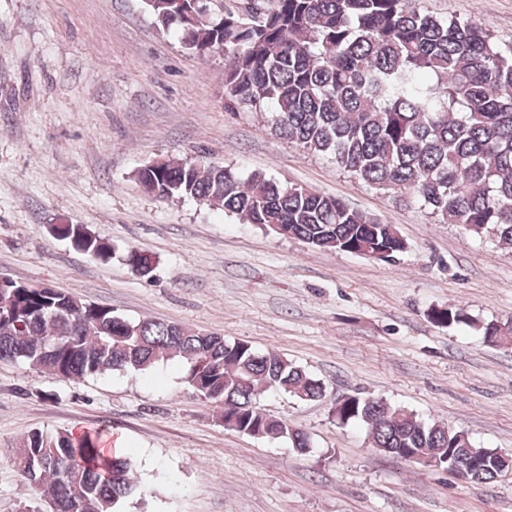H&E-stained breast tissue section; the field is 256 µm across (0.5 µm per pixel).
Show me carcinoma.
Returning a JSON list of instances; mask_svg holds the SVG:
<instances>
[{
    "instance_id": "carcinoma-1",
    "label": "carcinoma",
    "mask_w": 512,
    "mask_h": 512,
    "mask_svg": "<svg viewBox=\"0 0 512 512\" xmlns=\"http://www.w3.org/2000/svg\"><path fill=\"white\" fill-rule=\"evenodd\" d=\"M264 2L247 0L248 18L222 15L211 0L145 5L186 49L224 50L229 104L270 112L283 138L331 156L368 187L512 247V45L494 42L474 22L424 13L412 0ZM137 180L161 200L220 206L268 231L283 224L290 237L317 248L367 259L407 250L393 225L261 173L242 179L223 166L160 159L141 168ZM51 233L94 259L112 256L111 244L84 224H55ZM127 263L143 277L155 269L137 249ZM0 301V361L73 381L180 361L184 383L223 425L286 440L301 454L312 449L307 434L256 406L265 391L299 400L324 394L320 380L278 353L177 323L131 321L50 286L10 280ZM428 318L449 328L468 315L434 306ZM476 328L494 343L512 339L511 322ZM334 416L343 426L367 425L377 450L465 483L500 474L503 451L476 445L464 430L426 424L382 398L350 395ZM13 463L47 512H116L140 489L127 459L102 448L99 432L31 431L16 444Z\"/></svg>"
}]
</instances>
